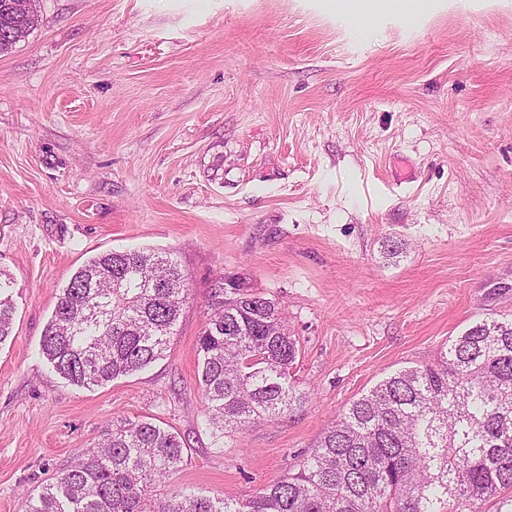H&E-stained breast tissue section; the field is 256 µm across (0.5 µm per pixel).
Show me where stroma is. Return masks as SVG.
Wrapping results in <instances>:
<instances>
[{"label":"stroma","mask_w":512,"mask_h":512,"mask_svg":"<svg viewBox=\"0 0 512 512\" xmlns=\"http://www.w3.org/2000/svg\"><path fill=\"white\" fill-rule=\"evenodd\" d=\"M36 8L0 54V512L120 417L184 439L159 494L247 499L383 378L512 318V0H437L412 29L336 0ZM139 248L189 288L166 356L78 388L40 353L60 290ZM220 275L279 303L305 399L217 444L196 340ZM10 278L0 272V343L10 336L13 320V304L7 294L11 288ZM7 294V295H6Z\"/></svg>","instance_id":"obj_1"}]
</instances>
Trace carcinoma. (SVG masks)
<instances>
[{
	"label": "carcinoma",
	"instance_id": "obj_1",
	"mask_svg": "<svg viewBox=\"0 0 512 512\" xmlns=\"http://www.w3.org/2000/svg\"><path fill=\"white\" fill-rule=\"evenodd\" d=\"M0 0V53L37 24ZM11 281L0 272V343L10 336ZM187 299L170 252L107 251L62 288L41 353L90 389L164 357ZM197 337L205 423L215 439L299 405V347L278 303L239 278L211 289ZM179 434L122 419L99 446L30 497L29 512H512V320H483L437 361L395 372L352 400L311 453L245 501L154 488L184 462Z\"/></svg>",
	"mask_w": 512,
	"mask_h": 512
}]
</instances>
